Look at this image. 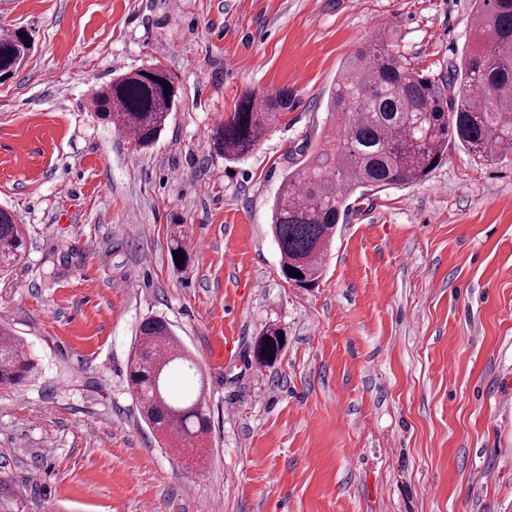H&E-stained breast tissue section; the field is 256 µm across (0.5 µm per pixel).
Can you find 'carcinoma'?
<instances>
[{
	"instance_id": "obj_1",
	"label": "carcinoma",
	"mask_w": 512,
	"mask_h": 512,
	"mask_svg": "<svg viewBox=\"0 0 512 512\" xmlns=\"http://www.w3.org/2000/svg\"><path fill=\"white\" fill-rule=\"evenodd\" d=\"M473 41L446 79L416 75L384 44L373 41L339 71L327 104L320 141L299 167L282 180L272 209L271 229L285 279L312 288L323 275V255L335 237L341 208L359 189L426 181L445 159L448 144L461 145L480 164L512 154V0H475ZM31 50L28 35H0V76L12 77ZM168 82L171 88L164 89ZM175 78L160 66L125 73L102 87L93 105L116 131L136 145H153L178 98ZM288 111V94L262 97L247 92L234 112L213 128L210 147L228 162L251 154ZM187 231L177 224L169 252L190 261ZM27 248L21 225L0 208V271ZM297 270L299 278L288 276ZM283 330L271 325L258 337L254 357L264 366L281 356ZM179 363L198 374L170 324L161 317L143 322L128 367L129 385L143 421L156 431L194 439L209 432L202 404L169 396L166 379ZM36 368L21 343L0 329V389L22 385Z\"/></svg>"
}]
</instances>
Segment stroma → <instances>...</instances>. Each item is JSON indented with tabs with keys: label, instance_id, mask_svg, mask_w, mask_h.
Masks as SVG:
<instances>
[{
	"label": "stroma",
	"instance_id": "obj_1",
	"mask_svg": "<svg viewBox=\"0 0 512 512\" xmlns=\"http://www.w3.org/2000/svg\"><path fill=\"white\" fill-rule=\"evenodd\" d=\"M17 28L0 207L28 250L0 273V324L38 370L0 391V512H512V156L452 145L425 182L356 191L314 288L283 277L269 228L344 61L376 39L445 77L472 0H0V34ZM153 64L179 98L142 149L92 96ZM278 90L292 107L248 157L209 149L241 94ZM150 317L202 372L169 379L205 389L191 462L128 385ZM271 323L286 344L262 367ZM280 335L284 337L282 328L271 325L258 337L254 357L259 364L269 367L280 358L285 344V338L280 340ZM263 351H266V354H263ZM269 356H273V359H269Z\"/></svg>",
	"mask_w": 512,
	"mask_h": 512
}]
</instances>
